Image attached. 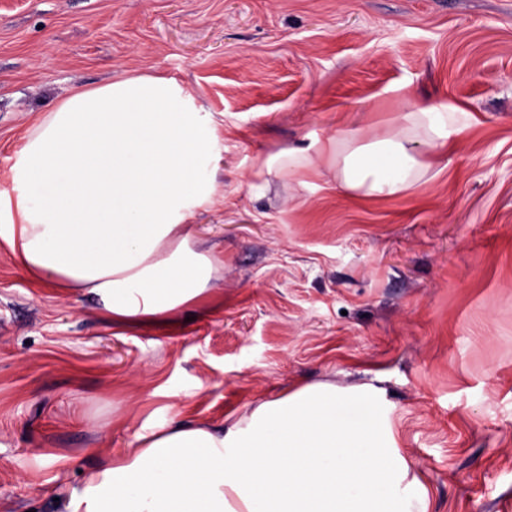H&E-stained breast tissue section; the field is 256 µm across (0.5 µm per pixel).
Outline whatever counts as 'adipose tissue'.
Returning a JSON list of instances; mask_svg holds the SVG:
<instances>
[{
  "label": "adipose tissue",
  "mask_w": 512,
  "mask_h": 512,
  "mask_svg": "<svg viewBox=\"0 0 512 512\" xmlns=\"http://www.w3.org/2000/svg\"><path fill=\"white\" fill-rule=\"evenodd\" d=\"M463 130L456 108L416 106L390 131L340 130L315 153L291 149L263 166L309 171L326 156L340 190L394 196ZM223 160L216 124L174 78L75 91L38 115L15 153L0 244L31 279L96 298L109 322H174L213 287L218 261L193 219L218 203ZM426 497L380 393L319 383L219 425L135 432L64 512H409Z\"/></svg>",
  "instance_id": "1"
}]
</instances>
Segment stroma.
Wrapping results in <instances>:
<instances>
[{"mask_svg":"<svg viewBox=\"0 0 512 512\" xmlns=\"http://www.w3.org/2000/svg\"><path fill=\"white\" fill-rule=\"evenodd\" d=\"M164 74L224 138V265L168 326L35 287L0 247V512H63L169 420L219 423L317 382L372 386L426 512H512V0H0V188L37 113ZM446 102L438 177L357 198L263 161Z\"/></svg>","mask_w":512,"mask_h":512,"instance_id":"35a3bbf8","label":"stroma"}]
</instances>
